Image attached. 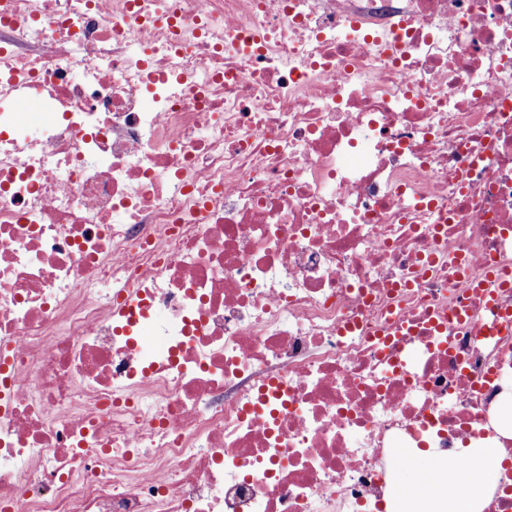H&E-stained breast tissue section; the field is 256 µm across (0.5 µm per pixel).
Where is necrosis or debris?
<instances>
[{
	"label": "necrosis or debris",
	"instance_id": "necrosis-or-debris-1",
	"mask_svg": "<svg viewBox=\"0 0 512 512\" xmlns=\"http://www.w3.org/2000/svg\"><path fill=\"white\" fill-rule=\"evenodd\" d=\"M495 267L512 0H0V512H383L397 449L511 458Z\"/></svg>",
	"mask_w": 512,
	"mask_h": 512
}]
</instances>
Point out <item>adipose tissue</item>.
Returning <instances> with one entry per match:
<instances>
[{"mask_svg": "<svg viewBox=\"0 0 512 512\" xmlns=\"http://www.w3.org/2000/svg\"><path fill=\"white\" fill-rule=\"evenodd\" d=\"M404 456L417 473H430L429 487L402 492V484L412 476L400 473L391 479L385 492V512H482L485 496L496 487L503 458L497 449L466 448L462 454L469 466L460 471L450 467L448 457L438 449L407 448Z\"/></svg>", "mask_w": 512, "mask_h": 512, "instance_id": "1", "label": "adipose tissue"}]
</instances>
